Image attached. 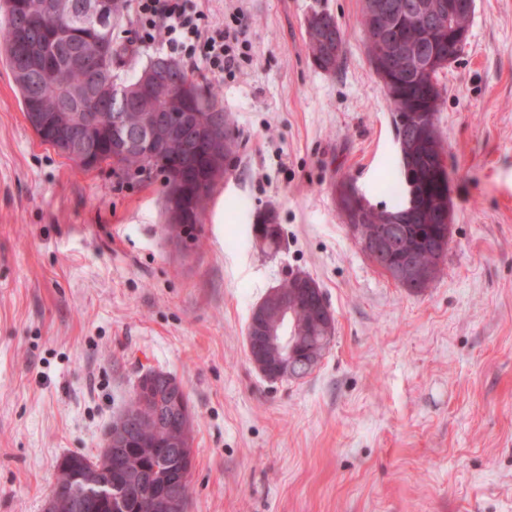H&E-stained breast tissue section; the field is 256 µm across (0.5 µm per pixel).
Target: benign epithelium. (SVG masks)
I'll return each instance as SVG.
<instances>
[{
    "instance_id": "1",
    "label": "benign epithelium",
    "mask_w": 512,
    "mask_h": 512,
    "mask_svg": "<svg viewBox=\"0 0 512 512\" xmlns=\"http://www.w3.org/2000/svg\"><path fill=\"white\" fill-rule=\"evenodd\" d=\"M361 4L367 19L364 38L375 49L373 69L387 95L391 94L390 70L395 66H406L412 73L439 70L454 61V56L446 57L439 51V45L447 41L463 43L469 35L471 0H433L428 7L421 0H361ZM108 7L109 0H93L80 17L89 18L98 25L107 15ZM62 12L63 0H40L37 12L17 16L0 39L16 51L30 46L25 55L29 68L39 69L47 76L59 75L46 54L45 40H37V34L43 31L47 21H58L50 33V41L55 50L68 49L67 66L83 68L91 55L107 52L104 44L86 50L72 43L71 25L77 17L64 18ZM403 22L420 29L423 39L412 41L395 36L396 26ZM330 31L320 16L308 24V38L317 46L329 42ZM193 95L192 87L178 77L176 64L164 57H156L140 82L126 90L121 87L102 89L98 84L70 89L54 112L42 111L39 100L33 99L28 123L50 134L60 152L84 166L96 165L97 146L89 140V134L104 127L111 130L112 150L119 157L139 152L178 158L181 161L179 174L165 194L167 216L172 223L181 224L193 213L198 224L201 215L193 212L187 187L201 182L199 171L203 160L208 162L210 172L216 169L229 171L234 144L230 135L223 132L222 113L211 112L203 120L183 106ZM113 96L138 109L136 127L128 125L126 113L104 111V105ZM399 122L403 132L395 142L403 188L400 210L386 212L350 185L337 188V202L347 221L358 220L365 214L373 216L375 224L352 227L358 243L375 265L390 270L389 277L418 292L436 276L447 253L450 234L442 229L434 237V264L422 266L406 259L395 265L393 259L405 253L406 248L398 233V225L423 212L430 213L439 224H452V202L444 189L448 177L447 152L441 143H436L431 176L438 190L430 198L412 169L414 157L426 134L434 131L435 122L428 112L402 115ZM311 288L312 283L305 277L299 279L293 290L274 288L251 313L245 336L247 355L251 364L268 380H286L293 377L292 370L297 365L312 366L321 360L319 347L311 343V331L299 324L296 316L301 301L311 298ZM160 382L167 387L165 412L175 427L160 426L157 432L170 447L181 450V472L186 476L191 473L194 457L189 448L193 442V412L187 402L185 387L180 380L156 371L144 383H136L141 410L125 416L118 428L109 432L101 455L96 459H83L79 476H70L67 465L59 473L60 480L55 482V487L66 492L73 512L115 509L127 493L157 483L158 476L165 473L168 462L164 460L157 461L150 469L135 471L127 467L128 456L135 449L143 421L150 414H159L153 394L154 387ZM111 465L121 477L105 480L101 473ZM185 500L186 494L180 488L165 492L155 498L156 512H184Z\"/></svg>"
}]
</instances>
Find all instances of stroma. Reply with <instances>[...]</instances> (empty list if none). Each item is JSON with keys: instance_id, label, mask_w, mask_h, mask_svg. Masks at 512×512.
Returning a JSON list of instances; mask_svg holds the SVG:
<instances>
[{"instance_id": "obj_1", "label": "stroma", "mask_w": 512, "mask_h": 512, "mask_svg": "<svg viewBox=\"0 0 512 512\" xmlns=\"http://www.w3.org/2000/svg\"><path fill=\"white\" fill-rule=\"evenodd\" d=\"M192 3L215 22L241 9L251 56L220 85L235 163L184 246L164 231L162 175L86 171L42 144L0 58V512H44L60 458L100 451L149 368L195 413L186 512H512V0H474L437 75L454 219L421 292L366 257L337 205L344 181L394 203L361 0ZM317 12L344 33L333 74L307 54ZM139 31L131 14L114 31L119 79L162 52ZM295 273L335 334L308 376L272 382L246 327Z\"/></svg>"}]
</instances>
